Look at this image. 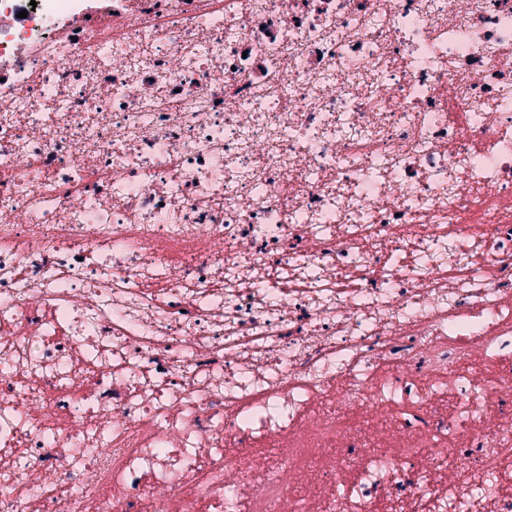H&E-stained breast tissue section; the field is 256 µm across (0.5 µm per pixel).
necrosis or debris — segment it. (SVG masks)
Wrapping results in <instances>:
<instances>
[{"label": "necrosis or debris", "instance_id": "necrosis-or-debris-1", "mask_svg": "<svg viewBox=\"0 0 512 512\" xmlns=\"http://www.w3.org/2000/svg\"><path fill=\"white\" fill-rule=\"evenodd\" d=\"M512 0H0V512H512Z\"/></svg>", "mask_w": 512, "mask_h": 512}]
</instances>
